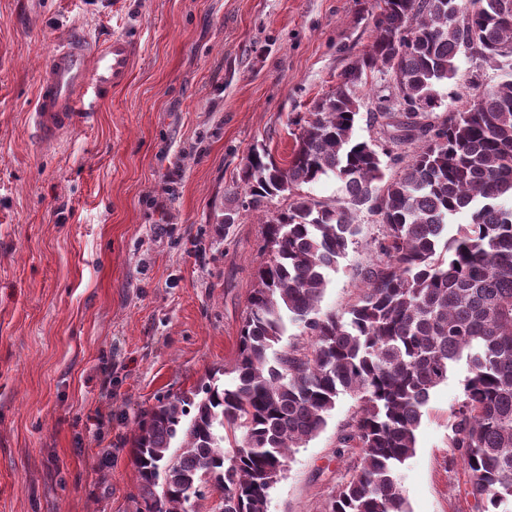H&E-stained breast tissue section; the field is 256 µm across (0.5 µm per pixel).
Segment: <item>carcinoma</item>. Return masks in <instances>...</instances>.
<instances>
[{"mask_svg":"<svg viewBox=\"0 0 512 512\" xmlns=\"http://www.w3.org/2000/svg\"><path fill=\"white\" fill-rule=\"evenodd\" d=\"M512 0H377L375 38L297 121L286 165L265 148L243 167L247 208L276 196L229 384L166 397L137 421V512H188L211 485L217 512H267L293 449L325 427L337 399L359 405L341 438L359 448L326 512H410L399 471L417 448L431 392L469 367L448 447L472 475L478 512H512V79L438 113L464 43L475 69L512 71ZM402 78L420 112L367 113L378 140L353 135L364 77ZM394 170L385 176L384 168ZM332 174L339 203L302 191ZM366 211L382 226L363 288L340 315L320 307ZM469 222L448 233L452 218ZM297 339L282 344L288 330Z\"/></svg>","mask_w":512,"mask_h":512,"instance_id":"1","label":"carcinoma"}]
</instances>
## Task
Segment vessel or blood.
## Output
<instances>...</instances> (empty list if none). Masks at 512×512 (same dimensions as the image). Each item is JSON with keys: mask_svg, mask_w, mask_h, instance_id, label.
I'll use <instances>...</instances> for the list:
<instances>
[{"mask_svg": "<svg viewBox=\"0 0 512 512\" xmlns=\"http://www.w3.org/2000/svg\"><path fill=\"white\" fill-rule=\"evenodd\" d=\"M134 55L135 44L124 35L101 46L83 33L66 37L50 53L39 80L32 121L41 141H57L78 109L125 84Z\"/></svg>", "mask_w": 512, "mask_h": 512, "instance_id": "1", "label": "vessel or blood"}]
</instances>
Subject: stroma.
Instances as JSON below:
<instances>
[{"mask_svg": "<svg viewBox=\"0 0 512 512\" xmlns=\"http://www.w3.org/2000/svg\"><path fill=\"white\" fill-rule=\"evenodd\" d=\"M376 0H0V512H136V419L166 396L230 382L266 212L224 226L245 158L286 163L296 122L374 37ZM133 39L129 82L55 143L28 115L68 31ZM459 59L436 91L460 106L506 80ZM323 293L358 295L380 226L368 213ZM455 365L430 396L399 481L410 512H477L451 459ZM339 397L294 451L268 512H323L359 463Z\"/></svg>", "mask_w": 512, "mask_h": 512, "instance_id": "35a3bbf8", "label": "stroma"}]
</instances>
